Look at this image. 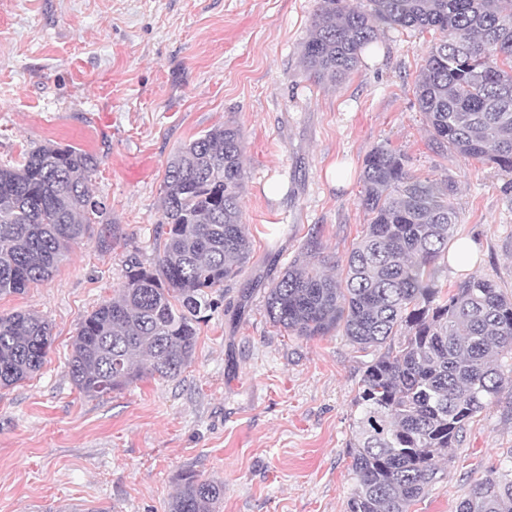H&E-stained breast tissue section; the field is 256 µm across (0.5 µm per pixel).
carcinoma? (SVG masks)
Masks as SVG:
<instances>
[{
    "label": "carcinoma",
    "mask_w": 512,
    "mask_h": 512,
    "mask_svg": "<svg viewBox=\"0 0 512 512\" xmlns=\"http://www.w3.org/2000/svg\"><path fill=\"white\" fill-rule=\"evenodd\" d=\"M399 28L439 34L415 82L436 143L512 172V0H321L305 70L341 83L363 49ZM242 156L239 130L224 124L168 162L161 249L148 265L130 257L118 296L77 324L69 375L81 393L100 397L189 366L201 313L250 256ZM93 167L83 150L51 144L0 167V296L49 279L90 216L106 213L89 188ZM361 181L368 224L343 276L324 273L329 257L311 239L266 292L265 311L297 336L340 329L362 351L403 336L362 375L345 512H409L437 480V459L512 381V298L486 277L438 287V262L457 237L451 180L421 179L405 152L379 145ZM51 344L38 314H0V389L38 372ZM223 498L224 483L185 472L169 512H213ZM456 512H512V470L474 483Z\"/></svg>",
    "instance_id": "cac0c4a2"
}]
</instances>
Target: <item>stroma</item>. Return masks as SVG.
Wrapping results in <instances>:
<instances>
[{
  "label": "stroma",
  "mask_w": 512,
  "mask_h": 512,
  "mask_svg": "<svg viewBox=\"0 0 512 512\" xmlns=\"http://www.w3.org/2000/svg\"><path fill=\"white\" fill-rule=\"evenodd\" d=\"M319 0H0V166L53 144L93 155L107 213L52 279L0 298L52 327L36 375L0 389V512H168L181 472L223 482L215 512H344L353 400L373 352L305 338L264 311L273 280L317 238L345 263L367 216L377 146L455 186L474 275L512 297V173L432 140L415 79L435 35L388 30L341 84L309 79ZM242 135L251 255L199 324L191 365L103 396L67 368L80 318L115 296L126 259L154 257L165 168L213 126ZM410 512H456L512 466V386L468 424Z\"/></svg>",
  "instance_id": "stroma-1"
}]
</instances>
